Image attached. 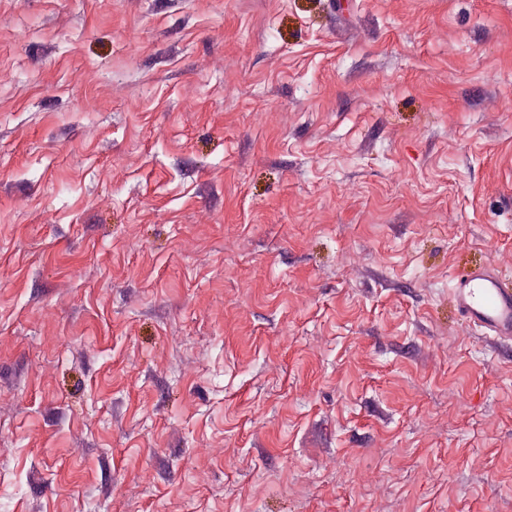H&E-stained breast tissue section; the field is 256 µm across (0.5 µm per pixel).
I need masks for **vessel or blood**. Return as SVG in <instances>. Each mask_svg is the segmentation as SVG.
Here are the masks:
<instances>
[{
    "label": "vessel or blood",
    "instance_id": "b4317fda",
    "mask_svg": "<svg viewBox=\"0 0 512 512\" xmlns=\"http://www.w3.org/2000/svg\"><path fill=\"white\" fill-rule=\"evenodd\" d=\"M452 295L469 325L494 339L512 341V279L506 278L494 263L463 270Z\"/></svg>",
    "mask_w": 512,
    "mask_h": 512
}]
</instances>
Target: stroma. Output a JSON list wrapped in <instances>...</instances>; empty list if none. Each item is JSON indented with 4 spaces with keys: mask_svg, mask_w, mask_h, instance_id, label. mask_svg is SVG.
Returning a JSON list of instances; mask_svg holds the SVG:
<instances>
[{
    "mask_svg": "<svg viewBox=\"0 0 512 512\" xmlns=\"http://www.w3.org/2000/svg\"><path fill=\"white\" fill-rule=\"evenodd\" d=\"M512 0H0V512H512ZM452 295L469 325L494 339L512 341V281L494 263L463 270Z\"/></svg>",
    "mask_w": 512,
    "mask_h": 512,
    "instance_id": "1",
    "label": "stroma"
}]
</instances>
